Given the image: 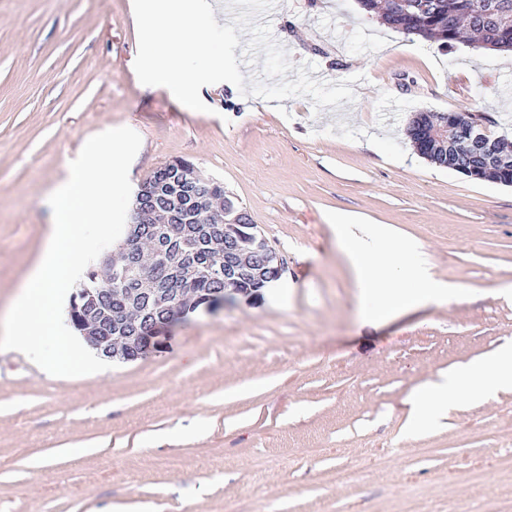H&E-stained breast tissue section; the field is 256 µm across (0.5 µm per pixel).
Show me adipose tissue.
<instances>
[{
  "label": "adipose tissue",
  "mask_w": 512,
  "mask_h": 512,
  "mask_svg": "<svg viewBox=\"0 0 512 512\" xmlns=\"http://www.w3.org/2000/svg\"><path fill=\"white\" fill-rule=\"evenodd\" d=\"M340 242L376 302V316L388 318L421 303L447 301L445 285L412 265L407 248L388 245L387 260L380 264L373 254L363 251L354 238L344 236ZM511 386L512 343L488 360L441 376L419 388L409 400V424L414 427L435 417L446 410L460 392L486 401L499 389Z\"/></svg>",
  "instance_id": "obj_1"
}]
</instances>
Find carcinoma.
<instances>
[{"label": "carcinoma", "mask_w": 512, "mask_h": 512, "mask_svg": "<svg viewBox=\"0 0 512 512\" xmlns=\"http://www.w3.org/2000/svg\"><path fill=\"white\" fill-rule=\"evenodd\" d=\"M474 2L475 0H405V5L393 9L387 0H358L360 8L366 14L379 15L385 24L404 34L420 35L449 46L459 37V32L453 26V20L469 17L472 20L471 30L480 36L485 47L499 50L512 49V0H485L486 6L492 10V13L476 16L472 15ZM407 135L415 150L422 154V158L439 167L452 169L449 146L437 141L430 134V126L410 124L407 127ZM462 176L470 180L511 185L512 164L499 166L478 160L474 163L473 172H464ZM210 191L211 196L223 199V204L232 205V211L224 213V223H212L201 211L196 214V222L193 224L172 225V228L181 230L182 234L169 235L165 241V248L180 249L192 256L201 249L205 233L211 229L220 232L225 230L235 237L240 255L252 257V264L240 278L230 283L199 273L192 288H194V297L203 304L221 302L224 300V290L227 288L254 295L268 283L278 279L275 270L262 264L259 258L253 256L256 235L253 222L249 220L239 224L234 221L235 215L241 211V208L234 205L233 200L227 197L224 185L214 181L210 184ZM84 286L89 288L90 292L82 296L74 295L70 309L71 323L79 332L82 331L81 321L85 317V311L92 309L100 314L110 307L117 309L127 301L123 291L114 289L112 282L99 279L93 270L88 272Z\"/></svg>", "instance_id": "carcinoma-1"}]
</instances>
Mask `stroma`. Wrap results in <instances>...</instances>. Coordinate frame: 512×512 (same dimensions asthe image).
Masks as SVG:
<instances>
[{"label":"stroma","instance_id":"obj_1","mask_svg":"<svg viewBox=\"0 0 512 512\" xmlns=\"http://www.w3.org/2000/svg\"><path fill=\"white\" fill-rule=\"evenodd\" d=\"M132 0H0V319L40 259L51 188L91 136L142 139L132 186L174 159L223 183L285 261L288 292H228L111 376L54 377L0 351V512H512V388L407 425L410 395L512 340V186L418 156L413 114L469 110L512 141V53L441 48L357 0H275L293 65L355 98L265 101L203 86V112L144 87ZM414 246L454 298L369 318L338 214ZM300 448H318L301 458ZM268 459L258 468L254 458Z\"/></svg>","mask_w":512,"mask_h":512}]
</instances>
